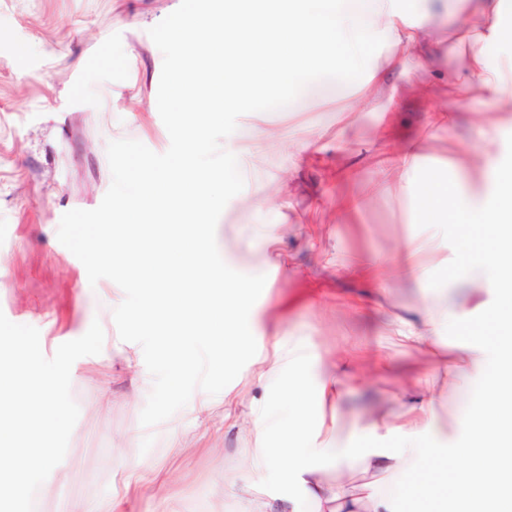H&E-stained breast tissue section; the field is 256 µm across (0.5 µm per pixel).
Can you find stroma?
Segmentation results:
<instances>
[{
  "label": "stroma",
  "instance_id": "35a3bbf8",
  "mask_svg": "<svg viewBox=\"0 0 512 512\" xmlns=\"http://www.w3.org/2000/svg\"><path fill=\"white\" fill-rule=\"evenodd\" d=\"M179 0H0V312L38 329L45 356L100 322L116 356L111 366L95 356L71 368V393L80 408L64 460L35 495L39 512H69L75 501L112 512H238L224 480L252 447L234 419L224 416V376L209 365L212 346L197 345L194 362L171 386L151 351L146 332L132 328L117 301L124 296L110 264L92 249L110 223L112 196L136 175L140 162L174 171L181 147L170 138V111L183 108L168 79L178 50L166 43ZM27 50L7 60L13 47ZM455 126L435 132L425 123L426 103L404 113L408 140L420 143L436 165L457 152L512 153V127L482 131L474 107L449 100ZM377 112H345L328 93L298 100L293 109L219 112L213 118L209 159L225 170L224 136L249 141L269 126L273 137L252 168L236 177V202L208 216L211 258L268 279L271 311L264 328L282 336L312 337L321 357L345 349L380 352L388 375L344 381L339 402L341 440L362 430L369 409L390 411L408 369L431 371L425 356L387 336L383 314L357 315L345 305L368 293L349 264L383 257L391 310L420 307L422 288L397 269L399 250L415 225L402 223L395 194L374 190L376 164L385 151L375 128ZM305 128L325 152L320 163L292 170L287 157L293 128ZM362 157L354 179L325 180L323 169ZM123 169H115V159ZM296 180L293 208L258 243L243 222L244 209L270 208ZM361 202L356 215H337L336 195ZM480 232L463 225L450 265L448 296L467 293L462 274L478 250ZM209 413L197 414L201 399ZM183 444L173 447L172 433Z\"/></svg>",
  "mask_w": 512,
  "mask_h": 512
}]
</instances>
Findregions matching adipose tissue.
<instances>
[{"label":"adipose tissue","mask_w":512,"mask_h":512,"mask_svg":"<svg viewBox=\"0 0 512 512\" xmlns=\"http://www.w3.org/2000/svg\"><path fill=\"white\" fill-rule=\"evenodd\" d=\"M184 10L167 38L181 51L171 89L188 105L174 113L171 133L182 145L176 173L143 163L133 191L112 197V221L95 244L110 262L115 280L142 290L126 307L132 327L152 332L156 352L170 376L185 368L191 343L214 338L220 347L213 366L231 385L225 412L246 404L254 445L245 449L225 495L239 512H274V493L264 481L278 471L281 485L296 486L289 512H396L399 499H438L435 481L421 479L429 458L452 460L448 512H477L512 466V164L488 152L479 161L456 154L454 178L421 175L415 146L384 155L377 188L416 198V223L429 225L427 238L403 245L406 274L430 288L437 267L447 265L448 231L460 223L479 225L487 246L478 254L476 290L490 289L489 301L449 299L399 313L385 325L400 343L429 356L436 371L455 387L476 392L459 415L461 430L449 441V426L436 412L439 399L426 374L411 372L393 411L371 417L348 441H339L338 404L343 378L353 377L359 358L349 354L325 364L310 337H267L256 349L258 327L247 320L266 279L244 271L228 273L210 259L208 225L188 222L236 195L233 181L218 178L205 163L216 109L249 110L261 99L285 93L308 97L316 83L351 90V112H380L378 135H396L388 119L401 111L404 89L398 75L412 72L422 97L452 96L475 105L487 126L512 112V60L491 65L490 45L512 48L504 0H448L449 26L436 25L428 10L408 0H373L361 16L348 0H202ZM458 60L456 70H436L441 50ZM184 252L181 265L165 257ZM496 325L493 341L473 334L454 350L441 339L468 328L476 316ZM262 395H253V387ZM361 469L369 482L350 491L330 482L328 468Z\"/></svg>","instance_id":"ef3b65f1"}]
</instances>
